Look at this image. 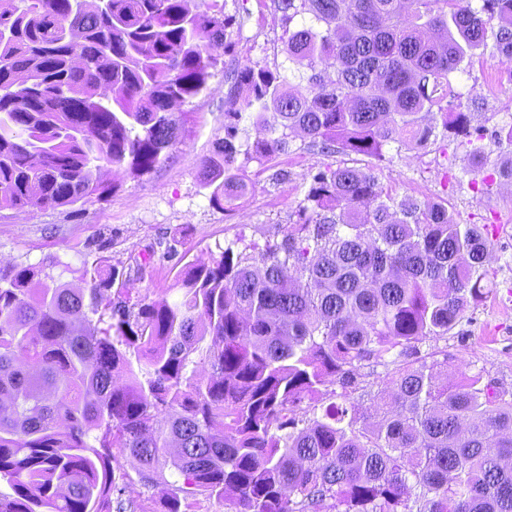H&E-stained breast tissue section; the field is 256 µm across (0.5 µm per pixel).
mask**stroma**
<instances>
[{"instance_id": "35a3bbf8", "label": "stroma", "mask_w": 512, "mask_h": 512, "mask_svg": "<svg viewBox=\"0 0 512 512\" xmlns=\"http://www.w3.org/2000/svg\"><path fill=\"white\" fill-rule=\"evenodd\" d=\"M225 14L236 17L230 27L231 48L217 66L207 89L174 107L179 141L165 160L145 175L123 174L110 196L72 208L0 211V267L44 264L55 278L80 287V276L106 255L126 280L124 292L104 293L100 311L118 301L133 306L141 300H173L176 283L187 265L219 257L225 243L237 237L259 244L281 238L319 168H372L384 193L411 197L420 209L441 203L460 224H486L496 242L486 270L492 294L470 312L447 337L432 339L423 352L445 350L448 365L441 381L458 372L482 373L512 392V188L494 183L474 191L469 174L471 147L434 133L425 145L389 146L384 160L363 155H322L308 147L307 137L292 132L275 159H249L243 171L249 193L226 204L210 205V187L199 178V165L224 134L230 72L256 62L288 75L292 91H305L306 79L288 73L285 37L275 20L271 0H226ZM456 110L470 113L473 125L494 128L512 121L504 106L512 99V66L499 62L492 50L474 58L468 76L457 81ZM175 257H166L169 245ZM137 498L123 497L124 512H162L170 491L164 484L142 483L136 461L122 456Z\"/></svg>"}]
</instances>
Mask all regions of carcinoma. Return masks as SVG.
Listing matches in <instances>:
<instances>
[{"label":"carcinoma","mask_w":512,"mask_h":512,"mask_svg":"<svg viewBox=\"0 0 512 512\" xmlns=\"http://www.w3.org/2000/svg\"><path fill=\"white\" fill-rule=\"evenodd\" d=\"M271 2L309 90L234 69L250 96L201 164L212 206L248 191L246 120L264 131L245 152L259 160L300 130L321 153L381 161L427 142L429 115L454 140L512 148V123L489 133L448 111L450 75L476 51L512 60V0ZM190 3L0 0V210L100 199L118 183L92 170L157 167L173 104L207 88L228 48L224 6ZM471 157L474 189L512 182V164L484 173L483 146ZM417 209L370 168L320 169L281 239L228 242L186 271L181 300L135 313L99 312L124 285L106 257L78 289L44 265L0 267V512H112L127 480L114 448L143 482L172 478L166 512L198 494L226 512H512V393L480 373L442 383L448 354L420 349L491 294V239L441 204ZM365 365L385 368L387 394L360 391Z\"/></svg>","instance_id":"obj_1"}]
</instances>
